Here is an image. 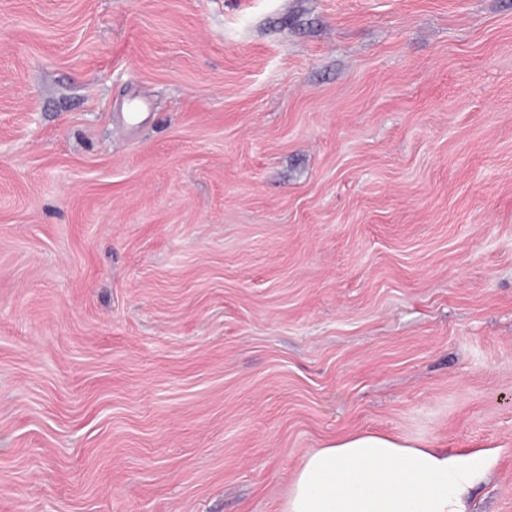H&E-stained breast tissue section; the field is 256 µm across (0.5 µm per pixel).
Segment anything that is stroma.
Returning <instances> with one entry per match:
<instances>
[{
	"instance_id": "1",
	"label": "stroma",
	"mask_w": 512,
	"mask_h": 512,
	"mask_svg": "<svg viewBox=\"0 0 512 512\" xmlns=\"http://www.w3.org/2000/svg\"><path fill=\"white\" fill-rule=\"evenodd\" d=\"M359 430L512 512V0H0V512H281Z\"/></svg>"
}]
</instances>
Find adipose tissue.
Listing matches in <instances>:
<instances>
[{
  "label": "adipose tissue",
  "mask_w": 512,
  "mask_h": 512,
  "mask_svg": "<svg viewBox=\"0 0 512 512\" xmlns=\"http://www.w3.org/2000/svg\"><path fill=\"white\" fill-rule=\"evenodd\" d=\"M485 473L481 455L362 430L307 452L282 510L469 512L470 491Z\"/></svg>",
  "instance_id": "adipose-tissue-1"
}]
</instances>
